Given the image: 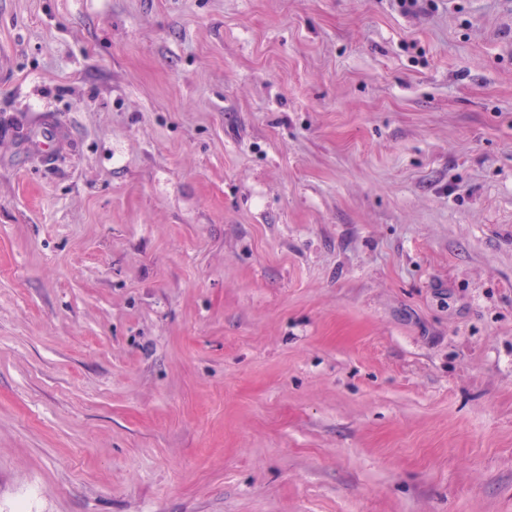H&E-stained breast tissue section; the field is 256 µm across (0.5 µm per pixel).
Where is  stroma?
<instances>
[{"instance_id":"obj_1","label":"stroma","mask_w":512,"mask_h":512,"mask_svg":"<svg viewBox=\"0 0 512 512\" xmlns=\"http://www.w3.org/2000/svg\"><path fill=\"white\" fill-rule=\"evenodd\" d=\"M0 512H512V0H0Z\"/></svg>"}]
</instances>
